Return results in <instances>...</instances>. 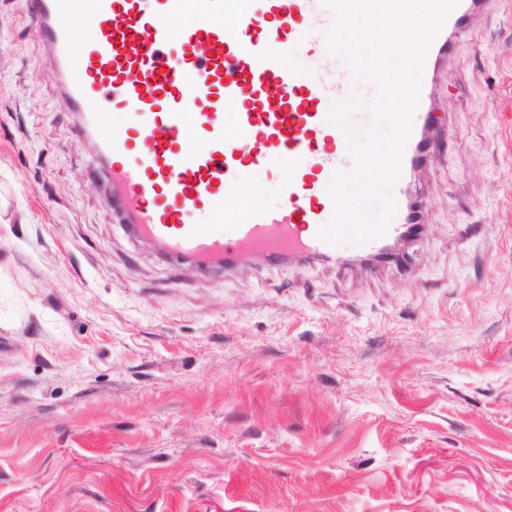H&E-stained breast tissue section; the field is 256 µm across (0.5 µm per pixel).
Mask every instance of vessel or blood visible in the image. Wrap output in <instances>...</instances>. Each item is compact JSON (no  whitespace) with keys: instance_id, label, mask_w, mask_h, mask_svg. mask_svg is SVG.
<instances>
[{"instance_id":"1","label":"vessel or blood","mask_w":512,"mask_h":512,"mask_svg":"<svg viewBox=\"0 0 512 512\" xmlns=\"http://www.w3.org/2000/svg\"><path fill=\"white\" fill-rule=\"evenodd\" d=\"M495 0H460L432 44L426 69L450 52L448 33L468 28ZM37 34L55 49L79 136L96 144L108 199L137 236L174 260L233 273L257 257L277 264L338 252L318 232L334 213L328 187L355 170L343 131L328 122L327 101L357 85L344 60L316 32L330 27L324 0H28ZM193 20H186L187 9ZM88 37L79 54L77 31ZM301 46L306 72L288 62ZM127 113L122 126L109 114ZM432 116L420 100L402 169L426 161ZM264 171L281 200L260 203ZM250 185L252 198L242 201ZM397 212L385 236L358 245L379 255L419 212L405 180L392 189Z\"/></svg>"}]
</instances>
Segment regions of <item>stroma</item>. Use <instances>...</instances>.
Listing matches in <instances>:
<instances>
[{
  "mask_svg": "<svg viewBox=\"0 0 512 512\" xmlns=\"http://www.w3.org/2000/svg\"><path fill=\"white\" fill-rule=\"evenodd\" d=\"M430 78L403 264L162 259L0 0V512H512V0Z\"/></svg>",
  "mask_w": 512,
  "mask_h": 512,
  "instance_id": "35a3bbf8",
  "label": "stroma"
}]
</instances>
